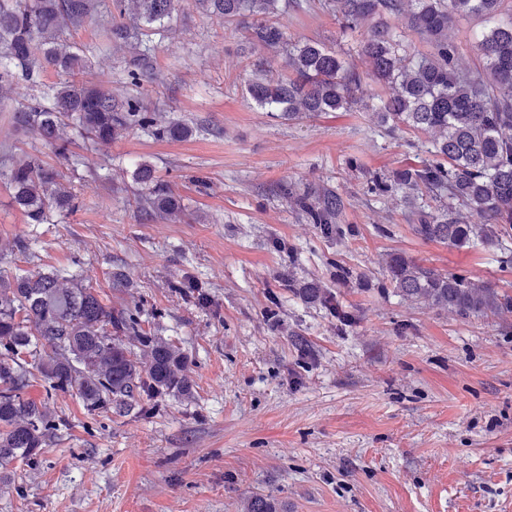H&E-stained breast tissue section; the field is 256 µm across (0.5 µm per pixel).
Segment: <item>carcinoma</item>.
Returning a JSON list of instances; mask_svg holds the SVG:
<instances>
[{"label": "carcinoma", "mask_w": 512, "mask_h": 512, "mask_svg": "<svg viewBox=\"0 0 512 512\" xmlns=\"http://www.w3.org/2000/svg\"><path fill=\"white\" fill-rule=\"evenodd\" d=\"M344 31L363 21L369 29L359 55L370 76L389 88L378 102L365 100L363 76L338 52L318 42L294 40L271 21L279 0H196L198 9L244 26L251 42L284 52L287 77L272 78V61L253 64L246 91L262 110L296 120L321 112L349 111L361 104L395 133L402 129L434 132L433 158L371 180L373 193L394 183L409 197L419 194L446 202L434 212L426 204L410 206L408 220L425 241L463 248L479 241L495 248L512 229V16L501 18L504 0H326ZM176 0H114L122 22L112 25V37L139 39L144 29L162 24ZM95 0H0V79L18 73L31 81L40 71L33 58L40 42L44 64L66 79L41 101L13 113L16 127L30 132L61 156L62 125L74 126L94 145L106 144L119 129L138 126L158 139L180 140L192 128L180 121L153 127L151 113L139 100H119L112 92L70 80L90 60L75 45L62 43L64 33L84 23ZM402 15L408 31L425 40L430 52L412 49L405 33L389 22ZM457 15L486 23L478 35L485 83L455 65L456 48L448 29ZM152 72L148 52L133 62L128 77L138 84ZM0 175L13 190L14 202L30 224H47L55 213L75 209V195L63 176L39 158L27 156ZM133 181L144 189L140 209L151 219L175 221L184 207L170 185L143 161ZM286 204L320 232L343 237V198L332 191L298 193L283 184ZM390 285L404 299L457 312L463 317L512 312V296L488 284L445 274L401 255L386 261ZM307 302H317L341 324L351 315L337 296L318 282L300 289ZM138 343L141 358L131 356L125 340ZM28 353L33 363L21 358ZM43 379L45 393L27 396L31 369ZM185 357L171 344L148 335L139 307L114 310L100 292L78 275L65 277L58 269L0 275V465L39 455L56 429L53 413L58 393L77 397L89 414L108 410L129 412L143 396L191 393Z\"/></svg>", "instance_id": "cac0c4a2"}]
</instances>
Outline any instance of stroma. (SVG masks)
I'll return each instance as SVG.
<instances>
[{"label":"stroma","mask_w":512,"mask_h":512,"mask_svg":"<svg viewBox=\"0 0 512 512\" xmlns=\"http://www.w3.org/2000/svg\"><path fill=\"white\" fill-rule=\"evenodd\" d=\"M112 11L102 0L65 34L91 61L83 80L194 133L171 141L133 127L94 148L68 127L59 157L12 120L57 72L0 81V165L38 157L69 181L77 205L29 223L0 178V274L73 271L113 308L139 305L143 329L186 357L192 391L162 398L150 416H91L59 394L64 424L37 464L0 466V512H240L253 495L278 512H512V313L464 318L403 300L385 266L400 254L512 295V240L503 250L424 241L405 219L403 191L368 190L371 176L429 158L432 134L388 133L359 106L271 117L245 85L260 57L287 75L283 57L195 0H178L149 43L151 79L132 84L138 49L107 39ZM277 21L359 64L356 36L324 0H288ZM481 27L458 18L448 32L459 67L474 74ZM141 160L182 197L181 219L140 212ZM286 183L340 194L345 240L289 209L278 192ZM115 271L129 287H113ZM310 282L336 291L354 322L301 300L296 290Z\"/></svg>","instance_id":"stroma-1"}]
</instances>
